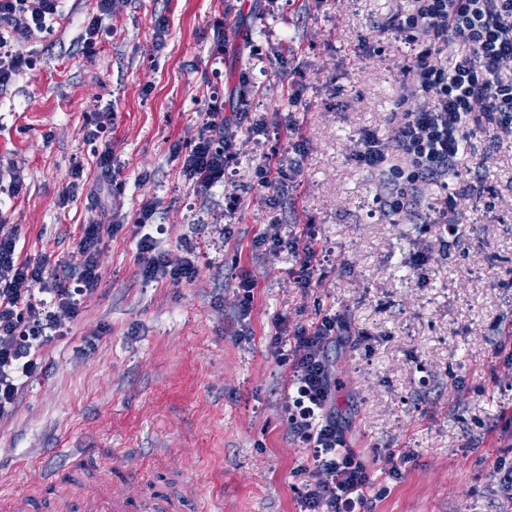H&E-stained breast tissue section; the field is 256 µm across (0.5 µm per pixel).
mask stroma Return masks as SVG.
Here are the masks:
<instances>
[{
    "instance_id": "stroma-1",
    "label": "stroma",
    "mask_w": 512,
    "mask_h": 512,
    "mask_svg": "<svg viewBox=\"0 0 512 512\" xmlns=\"http://www.w3.org/2000/svg\"><path fill=\"white\" fill-rule=\"evenodd\" d=\"M224 4L112 0L102 17L97 0H64L49 30L17 45L35 67L0 88V168L23 180L19 194L0 190V214L20 225L24 254L71 272L82 263L80 225L108 205L126 220L99 253L98 291L0 420L5 490H38L43 471L68 470L70 448L83 449L85 478L95 480L100 458L121 448L169 472L184 512H301L315 466L288 431L289 365L271 342L272 320L309 322L322 309L363 334L330 349L328 369L337 405L351 409L347 444L370 476L369 512H512V354L497 350L512 333V136L473 135L466 164L485 190L458 198L456 241L443 242L435 225L369 216L377 178L351 156L362 128L390 137L404 53L391 41L365 57L356 45L411 0H288L279 14L264 0H238L229 14ZM221 14L229 41L216 63L210 26ZM245 70L268 130L238 124V175L201 189L184 175L182 153L212 98L233 112L230 92ZM107 112L114 169L103 194L87 132ZM289 113L297 130L282 121ZM299 136L301 173L271 206L257 166L287 155ZM228 192L241 198L229 221ZM147 202L166 229L158 250L175 260L194 246V281L143 279L134 221ZM301 224L331 252L307 289L286 249L256 240L265 231L291 238ZM420 252L429 257L421 272L412 264ZM241 272L255 281L242 321ZM389 456L398 477L384 470Z\"/></svg>"
}]
</instances>
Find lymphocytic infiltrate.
Here are the masks:
<instances>
[{
  "mask_svg": "<svg viewBox=\"0 0 512 512\" xmlns=\"http://www.w3.org/2000/svg\"><path fill=\"white\" fill-rule=\"evenodd\" d=\"M61 0H0V17L10 19L0 32V86L33 69L32 56L16 43L46 30L59 16ZM378 40L361 41L358 55L381 54L387 35L406 50L404 92L393 118L395 152L372 129L362 130L356 165L379 176L373 203L379 212L409 218L415 224L441 225L454 232L458 197L480 190V179L462 180L460 166L468 153L474 127L512 133V79L503 70L512 63V0H413L410 10L376 22ZM453 54H445L447 43ZM424 99L421 107L410 106ZM232 120L219 99H212L198 137L182 159L185 175L201 187L224 182L237 163ZM153 208L144 205L135 224L141 235L137 250L148 281L195 280L199 268L193 249L169 260L157 253L147 226ZM120 224L97 220L81 225L78 252L83 261L70 278L57 274L49 256L22 255L17 225L0 224V418L9 417L26 384L46 369L45 350L64 334L82 300L101 280L98 253ZM313 225H305L285 246L295 258L301 287L313 285L320 265ZM276 339L291 345L288 429L311 448L316 471L307 483L303 512H363L364 488L370 478L364 462L346 448V422L336 410L337 382L327 367L333 343L360 340L347 318L324 313L308 324L276 323Z\"/></svg>",
  "mask_w": 512,
  "mask_h": 512,
  "instance_id": "obj_1",
  "label": "lymphocytic infiltrate"
}]
</instances>
